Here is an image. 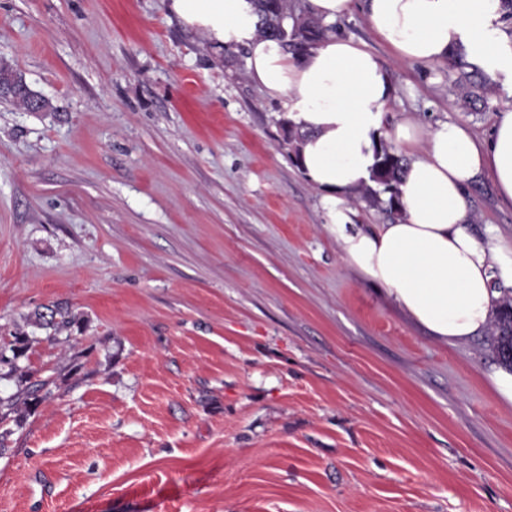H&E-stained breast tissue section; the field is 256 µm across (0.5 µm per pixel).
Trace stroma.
<instances>
[{
    "label": "stroma",
    "mask_w": 512,
    "mask_h": 512,
    "mask_svg": "<svg viewBox=\"0 0 512 512\" xmlns=\"http://www.w3.org/2000/svg\"><path fill=\"white\" fill-rule=\"evenodd\" d=\"M389 69L399 122L485 139L450 62L399 61L362 9L332 24ZM245 48L169 0H0V349L49 379L0 418V512H512V406L491 340L438 341L341 256ZM472 231L512 206L469 190ZM76 319L50 338L36 313Z\"/></svg>",
    "instance_id": "stroma-1"
}]
</instances>
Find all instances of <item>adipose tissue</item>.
Listing matches in <instances>:
<instances>
[{
	"mask_svg": "<svg viewBox=\"0 0 512 512\" xmlns=\"http://www.w3.org/2000/svg\"><path fill=\"white\" fill-rule=\"evenodd\" d=\"M363 3L374 33L401 60L433 65L460 52L512 90V33L502 0H308L333 22ZM171 11L203 36L248 50L249 78L280 99L303 135L296 162L322 191L326 228L345 261L431 336L463 343L487 329L498 297L512 288V259L496 228H471L470 186L488 177L512 204V110L499 113L486 142L441 122L420 131L406 119L394 130L408 164L398 186L401 213L364 230L347 193L367 184L383 111L394 94L386 67L361 44L329 36L300 58L264 39L251 0H171Z\"/></svg>",
	"mask_w": 512,
	"mask_h": 512,
	"instance_id": "ef3b65f1",
	"label": "adipose tissue"
}]
</instances>
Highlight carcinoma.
<instances>
[{
    "label": "carcinoma",
    "instance_id": "1",
    "mask_svg": "<svg viewBox=\"0 0 512 512\" xmlns=\"http://www.w3.org/2000/svg\"><path fill=\"white\" fill-rule=\"evenodd\" d=\"M257 27L261 36L276 41L282 49L296 57L302 56L311 46L324 38L327 27L322 20L314 17H301L290 6L289 0H254ZM451 63L462 69L457 81L461 99L468 103L484 100L487 83L482 68L469 63L464 55L455 53L449 57ZM406 165V158L392 148L383 145L376 154L371 168L370 180L377 188L364 187V197L369 205L378 207L390 214H397L398 185ZM39 325L59 332L71 326L73 317L61 307L50 309L49 314L36 315ZM33 339L18 334L14 336L8 358L0 352V364L18 370L17 360L26 357ZM492 344L500 364L512 368V289L503 291L496 302L492 322ZM27 385L15 394L0 397V409L12 412L20 407L29 411L42 403L41 392L48 381L34 378V374L23 372Z\"/></svg>",
    "mask_w": 512,
    "mask_h": 512
}]
</instances>
